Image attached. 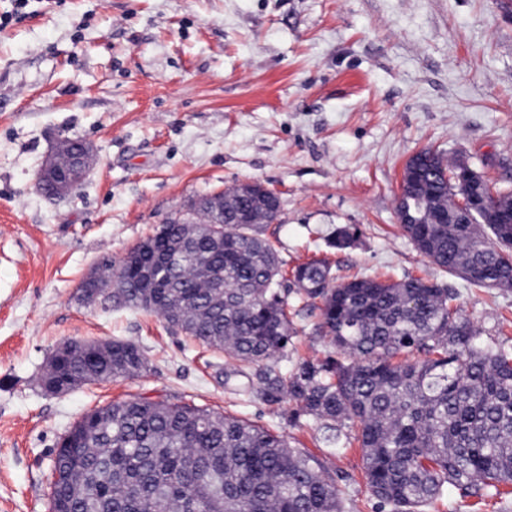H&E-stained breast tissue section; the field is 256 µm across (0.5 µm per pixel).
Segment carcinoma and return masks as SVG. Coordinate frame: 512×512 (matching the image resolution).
I'll use <instances>...</instances> for the list:
<instances>
[{
    "label": "carcinoma",
    "mask_w": 512,
    "mask_h": 512,
    "mask_svg": "<svg viewBox=\"0 0 512 512\" xmlns=\"http://www.w3.org/2000/svg\"><path fill=\"white\" fill-rule=\"evenodd\" d=\"M416 184L400 207L402 225L433 264L477 287L512 288V224L435 220L455 204L454 163L423 151ZM224 222L159 225L168 259L148 288L125 258L98 266L115 308L161 317L170 327L252 368L257 394L283 398L293 414L322 424L324 440L358 444L369 495L379 512H429L448 488L494 500L512 512L499 486L512 483V347L493 346L452 289L420 278L338 280L325 259L291 272L297 293L321 302L318 330L333 354L304 360L285 376L269 362L293 338L283 263L263 224L241 217L265 199L224 191ZM349 227L327 247H350ZM148 359L134 342L112 341L99 356L86 342L42 378L79 386L134 377ZM51 508L71 512H345L325 465L283 436L195 405L136 397L83 414L62 437Z\"/></svg>",
    "instance_id": "carcinoma-1"
}]
</instances>
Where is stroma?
Returning a JSON list of instances; mask_svg holds the SVG:
<instances>
[{"instance_id": "stroma-1", "label": "stroma", "mask_w": 512, "mask_h": 512, "mask_svg": "<svg viewBox=\"0 0 512 512\" xmlns=\"http://www.w3.org/2000/svg\"><path fill=\"white\" fill-rule=\"evenodd\" d=\"M97 163L63 199L35 188L60 138ZM431 149L512 189V0H29L0 27V512H50L61 436L84 413L152 397L247 419L324 463L345 512H378L363 452L328 445L288 402L243 395L236 362L129 308L79 298L199 196L256 180L280 199L266 236L285 268L418 277L455 288L485 339L512 346V288H479L402 231L403 168ZM350 226L353 246L326 236ZM296 334L274 361L324 358L315 301L290 294ZM132 340L146 372L50 394L68 341Z\"/></svg>"}]
</instances>
